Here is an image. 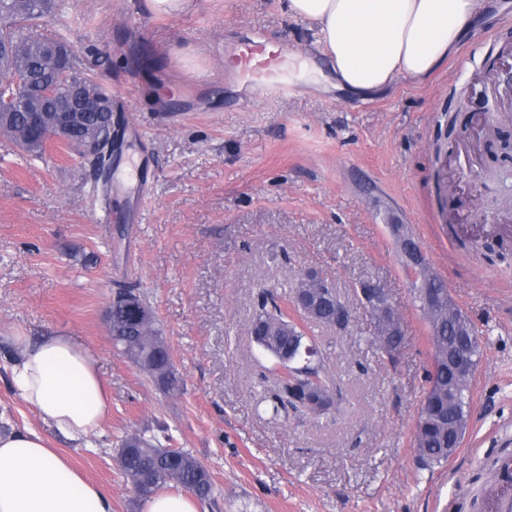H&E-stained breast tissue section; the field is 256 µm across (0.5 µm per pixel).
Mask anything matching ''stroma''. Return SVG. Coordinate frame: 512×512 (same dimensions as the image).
I'll use <instances>...</instances> for the list:
<instances>
[{
    "label": "stroma",
    "mask_w": 512,
    "mask_h": 512,
    "mask_svg": "<svg viewBox=\"0 0 512 512\" xmlns=\"http://www.w3.org/2000/svg\"><path fill=\"white\" fill-rule=\"evenodd\" d=\"M465 35L479 52L464 71L445 61L419 82L365 96L336 89L317 34L284 0H191L180 14L146 0H59L41 21L75 53L76 71L109 86L126 139L114 168L148 164L112 192V214L89 190L88 158L54 144L43 157L0 134V426L39 431L85 479L112 495V512H141L115 460L122 438L159 434L210 470L208 512H483L499 483L489 469L512 451V254L487 256L475 238L512 235V168L484 150L488 117L512 114V0H486ZM263 34L325 71L293 94L263 96L227 79L240 41ZM461 131L446 153L444 112ZM408 225L457 307L480 331L463 443L446 466L417 469L414 434L427 383L429 329L415 306L392 225ZM344 299L360 281L387 288L407 342L395 362L370 343L352 304L348 333L313 325L341 391L336 418L272 420L258 404L268 359L252 341V298L284 291L306 270ZM149 301L184 381L159 390L112 346L105 311L118 289ZM78 337L109 387L91 446L43 424L10 385L12 336Z\"/></svg>",
    "instance_id": "1"
}]
</instances>
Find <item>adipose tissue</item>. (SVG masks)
Wrapping results in <instances>:
<instances>
[{"label":"adipose tissue","mask_w":512,"mask_h":512,"mask_svg":"<svg viewBox=\"0 0 512 512\" xmlns=\"http://www.w3.org/2000/svg\"><path fill=\"white\" fill-rule=\"evenodd\" d=\"M288 15L315 24L337 88L365 93L422 79L453 53L482 0H286ZM16 395L72 441L97 434L109 399L92 350L76 337L14 338ZM0 512H112V496L84 481L28 430L0 433Z\"/></svg>","instance_id":"ef3b65f1"}]
</instances>
